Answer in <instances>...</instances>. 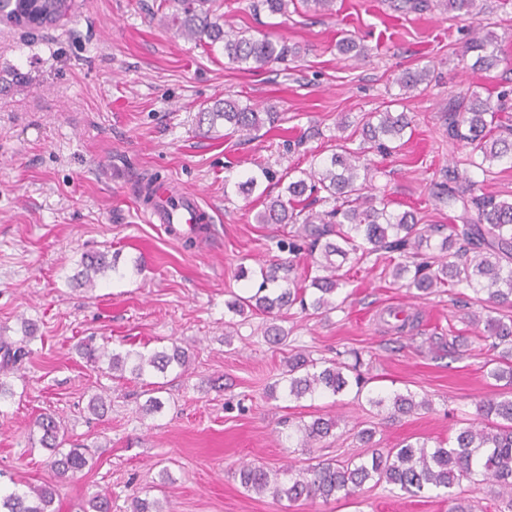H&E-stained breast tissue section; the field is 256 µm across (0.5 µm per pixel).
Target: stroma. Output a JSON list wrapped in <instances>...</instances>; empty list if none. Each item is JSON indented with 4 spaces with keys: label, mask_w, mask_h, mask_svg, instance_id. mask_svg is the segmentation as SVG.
Segmentation results:
<instances>
[{
    "label": "stroma",
    "mask_w": 512,
    "mask_h": 512,
    "mask_svg": "<svg viewBox=\"0 0 512 512\" xmlns=\"http://www.w3.org/2000/svg\"><path fill=\"white\" fill-rule=\"evenodd\" d=\"M159 2L74 0L72 15L52 27L0 23V338L32 336L7 377L14 397L0 405V488L53 487L55 512H86L105 491L112 512H133L137 497L163 501L168 512H448L435 489L412 496L369 481L348 499L291 504L241 485L237 470L247 462L275 470L365 453V428L383 450L452 444L478 401L499 389L486 377L485 330L468 322L481 306L462 288L424 295L363 264L350 270L348 298L329 314L296 305L274 316L229 312L232 295L255 291L239 268L289 260L298 279L314 268L308 254L293 260L276 248L288 225L256 223L263 199L235 184L262 168L309 169L330 154L343 118L358 148L361 118L388 108L408 113L413 129L396 154H367L393 211L453 223L434 195L453 167L478 192L512 200V168L483 176L448 137L460 95L494 99L512 88V0H477L469 16L434 5L405 13L394 0H336L331 16H273L253 12L252 0H214L227 24L293 48L286 61L253 70L168 28ZM477 33L495 36L496 68L462 63ZM345 37L364 54H342ZM425 66L431 83L400 99L396 77ZM229 96L277 112V122L252 138L200 131L198 112ZM153 175L211 208L207 240L176 239L146 221L136 190ZM94 252L115 256L119 271L84 287L81 257ZM392 307L417 323L393 330ZM272 324L287 332L285 342L268 341ZM88 340L117 353L176 344L187 349L189 369L154 374L164 408L149 414L144 381L87 362L80 346ZM299 351L317 362L360 354L372 378L367 392L409 391L431 407L391 419L350 392L285 398L273 385ZM98 395L101 414L89 408ZM42 414L83 445L88 465L76 477L60 476L32 440ZM318 416L336 418L337 428L311 449L298 447V425Z\"/></svg>",
    "instance_id": "35a3bbf8"
}]
</instances>
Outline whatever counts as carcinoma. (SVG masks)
I'll return each mask as SVG.
<instances>
[{"instance_id":"cac0c4a2","label":"carcinoma","mask_w":512,"mask_h":512,"mask_svg":"<svg viewBox=\"0 0 512 512\" xmlns=\"http://www.w3.org/2000/svg\"><path fill=\"white\" fill-rule=\"evenodd\" d=\"M172 11L165 15L183 37L202 43L210 49L221 47L224 58L231 65L261 69L283 60L288 48L267 35L254 37L245 31L226 26L212 13L210 0H163ZM302 8L315 15L336 12V0H256L255 9L265 8L272 14H288V6ZM73 0H0V16L20 27L28 28L34 21L44 27L52 26L68 17ZM465 52L476 53L474 68L489 70L500 62L496 41L488 36L470 40ZM431 81L430 69L405 71L395 80L404 95L419 91L422 84ZM504 103L481 99L476 91L460 97L454 115L448 124V136L470 149L468 165L487 176L495 166L512 167V126L502 120ZM274 113L260 111L252 105H242L236 99L217 101L199 113V124L213 132L227 128L229 134L249 137L265 124H273ZM410 118L404 112L397 114L386 109L371 114L362 123L363 143L380 152L391 153L403 145ZM366 148L354 151L345 144H337V151L319 161L310 172L301 176L285 173L273 179L264 169L261 175H250L235 183L240 192H252L261 180L287 182L288 197L278 195L257 213L259 224H290L295 227L288 241L277 246L291 253L306 249L321 253L317 263L318 274L310 283L298 286L281 273L278 263L260 267L257 290L249 297L236 294L226 302L228 311L243 314L245 309L267 314L274 310L300 304L302 310H313L315 315L330 313L341 304L338 293L347 286L341 265L332 257L346 261L350 258L364 263L370 258L381 259L389 253H398L405 261L393 265L391 275L404 287L429 292L434 288L450 286L472 290L478 301L484 303L486 315L475 313L469 322L485 321L488 351L494 358L487 362V375L502 387L512 389V315H495L498 308L512 307V201L499 200L494 195L466 197L475 182L463 178L455 169L448 170V184L436 193L438 200L453 207L461 204L459 223L448 225V235L433 245L434 234L441 226L422 224L411 211L396 213L389 203L375 194V180L380 169L362 162ZM325 193L324 202L331 201L329 210L309 209L307 198ZM475 215H469L470 209ZM453 261H447V257ZM83 284L93 288L98 277L110 270L117 271L114 262L104 255H85L81 258ZM315 296L306 300L309 289ZM3 365H15L26 355V339L0 341ZM84 357L98 363L108 360L110 370L122 372L128 361H133L131 374L140 379L145 374H164L170 369L186 372L188 355L184 348L174 345L171 351L151 353L128 351L114 353L105 345L89 343L82 347ZM359 355L354 362H331L319 369L317 363L302 352L288 358V369L277 380L284 384L286 396L297 400L322 395L338 396L348 391L355 398L362 396L368 378L361 371ZM367 402L377 408L390 409L391 415H410L428 409V399H416L412 392H394L370 396ZM478 421L460 427L454 444L448 448H429L425 442L407 443L386 451L375 449L368 460L338 462L319 460L295 469L286 466L267 470L253 464L239 468L243 487L257 494H268L276 501L290 502L320 499L327 502L342 495L352 496L367 481H384L400 490L417 495L425 489H443L453 502L450 512H471L464 499L452 494V488L464 479L481 478L494 488L497 495L512 502V397H491L481 401L477 408ZM337 421L316 417L297 426L298 445L310 448L312 444L330 436ZM40 432L38 442L52 451L50 465L62 476H75L88 465V459L73 447L63 451L67 442L61 421L43 414L33 422ZM54 493L45 486H28L9 493L0 490V512H53Z\"/></svg>"}]
</instances>
